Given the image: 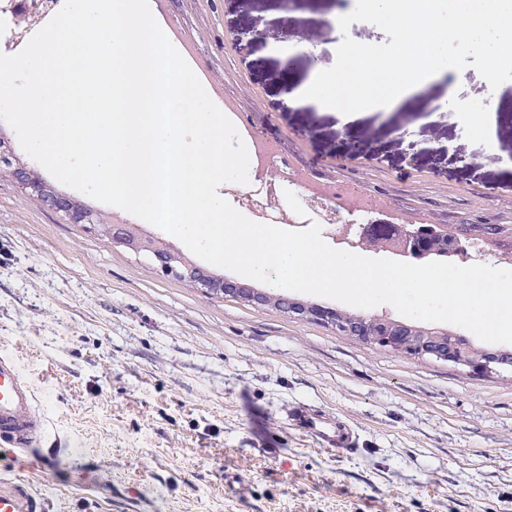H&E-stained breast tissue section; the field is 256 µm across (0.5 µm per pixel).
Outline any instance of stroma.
I'll list each match as a JSON object with an SVG mask.
<instances>
[{"mask_svg":"<svg viewBox=\"0 0 512 512\" xmlns=\"http://www.w3.org/2000/svg\"><path fill=\"white\" fill-rule=\"evenodd\" d=\"M355 0H307L299 37L315 56L283 70L275 34L249 28L275 0H166L248 132L316 178L387 200L401 218L512 267V80L496 96L494 146L470 143L452 98L484 99L473 67L353 122L285 105L284 83L331 67L343 34L386 42L367 22L328 25ZM0 138L53 190L141 237L178 239L57 181L13 129ZM365 153L345 155L348 140ZM0 345L49 426L0 446L42 512H512V374L465 376L442 361L358 343L278 308L206 294L27 195L0 170ZM308 404L349 420L351 451L293 428ZM53 452L54 471L35 457Z\"/></svg>","mask_w":512,"mask_h":512,"instance_id":"stroma-1","label":"stroma"}]
</instances>
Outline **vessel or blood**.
I'll return each mask as SVG.
<instances>
[{"label": "vessel or blood", "instance_id": "1", "mask_svg": "<svg viewBox=\"0 0 512 512\" xmlns=\"http://www.w3.org/2000/svg\"><path fill=\"white\" fill-rule=\"evenodd\" d=\"M292 426L314 438L322 447L349 450L356 434L340 418L302 405L289 416ZM47 420L31 385L24 379L15 360L0 351V443L25 449L42 436ZM39 503L24 484L0 482V512H38Z\"/></svg>", "mask_w": 512, "mask_h": 512}]
</instances>
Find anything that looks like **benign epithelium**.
<instances>
[{
  "mask_svg": "<svg viewBox=\"0 0 512 512\" xmlns=\"http://www.w3.org/2000/svg\"><path fill=\"white\" fill-rule=\"evenodd\" d=\"M277 5L281 16L263 21L262 28L252 29V36L261 38L273 29L279 41L288 44L296 40L300 28L308 24L309 20L300 17L298 24H288V17L301 9L302 0H277ZM0 164L11 168L14 179L31 193L39 196L51 209L69 216L76 223L93 225L98 233L110 235L112 239L120 241L134 252L143 254L164 275L187 281L205 293L222 292L258 309L272 305L299 320L333 325L337 332L351 336L361 343L379 345L398 354L446 362L465 375L488 372L512 373L511 352L482 351L470 343H459L449 339L445 332H419L406 324L381 317L358 316L348 319L331 308L274 297L248 289L235 281L216 277L163 243L152 239L139 240L131 233L118 231L114 224L97 223V216L92 211L78 206L70 197L50 190L31 170L13 165L8 156H1ZM391 224L392 220L389 217H372L366 224H343L341 228L347 235L363 240L368 234L385 229ZM437 235L439 232L431 228H421L411 233L405 230V226L400 225L397 232L386 235L381 241V246L400 256L423 259L429 256V252L410 251V239Z\"/></svg>",
  "mask_w": 512,
  "mask_h": 512,
  "instance_id": "obj_1",
  "label": "benign epithelium"
}]
</instances>
